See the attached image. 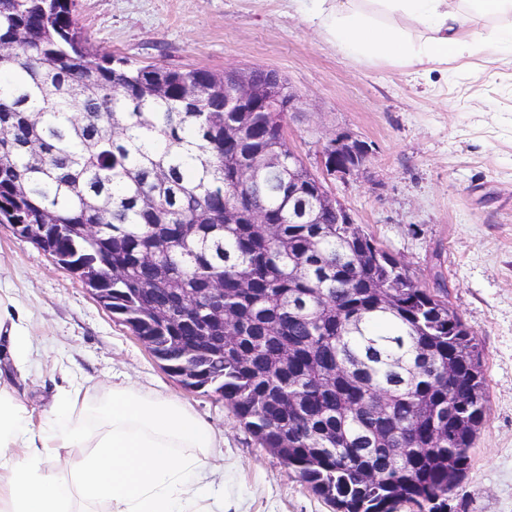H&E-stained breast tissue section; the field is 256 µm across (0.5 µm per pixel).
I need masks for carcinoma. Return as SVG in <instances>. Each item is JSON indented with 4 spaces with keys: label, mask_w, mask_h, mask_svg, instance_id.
<instances>
[{
    "label": "carcinoma",
    "mask_w": 512,
    "mask_h": 512,
    "mask_svg": "<svg viewBox=\"0 0 512 512\" xmlns=\"http://www.w3.org/2000/svg\"><path fill=\"white\" fill-rule=\"evenodd\" d=\"M1 44L0 224L50 225L73 272L112 264V313L176 374L198 364L185 385L230 403L336 512H447L487 391L446 289L419 287L360 225L336 223L335 202L291 198L281 126L194 95L224 75L100 54L73 0H0ZM269 154L279 170L238 179ZM303 203L312 223H291ZM216 283L224 321L171 320ZM201 328L209 341L190 357Z\"/></svg>",
    "instance_id": "cac0c4a2"
}]
</instances>
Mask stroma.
I'll return each mask as SVG.
<instances>
[{
    "instance_id": "stroma-1",
    "label": "stroma",
    "mask_w": 512,
    "mask_h": 512,
    "mask_svg": "<svg viewBox=\"0 0 512 512\" xmlns=\"http://www.w3.org/2000/svg\"><path fill=\"white\" fill-rule=\"evenodd\" d=\"M92 49L134 65L278 71L299 99L288 142L309 168L344 133L370 149L327 185L356 224L448 303L481 350L488 404L448 512H512V48L489 46L418 78L328 42L303 0H74ZM0 297L23 313L34 349L20 386L36 411L69 379L88 408L113 378L189 405L221 440L213 479L231 512H335L263 448L233 407L186 390L132 329L12 225L0 224Z\"/></svg>"
}]
</instances>
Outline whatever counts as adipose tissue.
I'll return each instance as SVG.
<instances>
[{
  "mask_svg": "<svg viewBox=\"0 0 512 512\" xmlns=\"http://www.w3.org/2000/svg\"><path fill=\"white\" fill-rule=\"evenodd\" d=\"M347 55L431 71L484 43L512 45V0H313ZM31 338L0 315V512H224L209 481L220 441L183 402L114 383L87 420L81 387L34 422L22 375Z\"/></svg>",
  "mask_w": 512,
  "mask_h": 512,
  "instance_id": "obj_1",
  "label": "adipose tissue"
}]
</instances>
